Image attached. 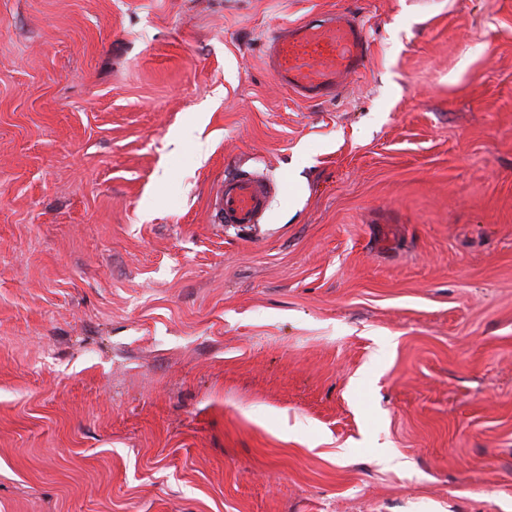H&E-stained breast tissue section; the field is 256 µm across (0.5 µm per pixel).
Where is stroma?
<instances>
[{"label":"stroma","mask_w":512,"mask_h":512,"mask_svg":"<svg viewBox=\"0 0 512 512\" xmlns=\"http://www.w3.org/2000/svg\"><path fill=\"white\" fill-rule=\"evenodd\" d=\"M0 512H512V0H0ZM370 46L366 24L352 11L310 14L269 37L265 64L299 98L330 102L349 74L365 68ZM269 189L259 180L238 177L224 180L221 193V222L255 224L268 205Z\"/></svg>","instance_id":"stroma-1"}]
</instances>
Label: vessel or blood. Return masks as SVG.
<instances>
[{
  "label": "vessel or blood",
  "instance_id": "obj_1",
  "mask_svg": "<svg viewBox=\"0 0 512 512\" xmlns=\"http://www.w3.org/2000/svg\"><path fill=\"white\" fill-rule=\"evenodd\" d=\"M370 46L365 23L352 11L311 14L269 37L265 64L276 80L299 98L330 102L342 93L349 74L365 68ZM268 199L269 189L261 180H225L221 221L255 223Z\"/></svg>",
  "mask_w": 512,
  "mask_h": 512
}]
</instances>
